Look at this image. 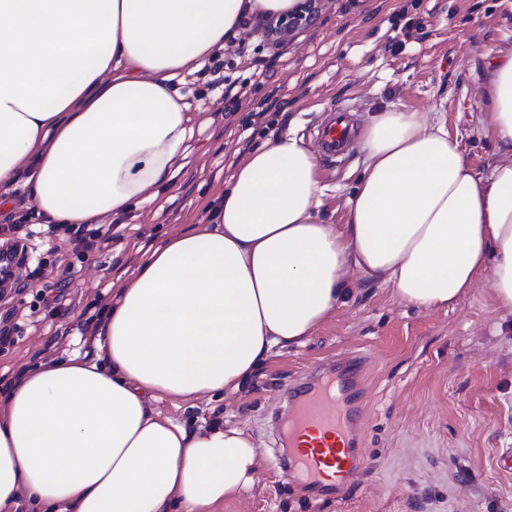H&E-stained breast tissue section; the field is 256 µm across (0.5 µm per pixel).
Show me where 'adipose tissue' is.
<instances>
[{"label":"adipose tissue","mask_w":512,"mask_h":512,"mask_svg":"<svg viewBox=\"0 0 512 512\" xmlns=\"http://www.w3.org/2000/svg\"><path fill=\"white\" fill-rule=\"evenodd\" d=\"M297 0H0V185L24 179L49 224L120 218L169 181L194 128L178 85L243 20ZM478 94L502 154L478 175L443 122L368 115L343 227L321 215L317 154L291 134L235 171L212 219L145 253L97 355L8 393L0 512H209L249 492L246 428L188 431L155 402L232 394L338 306L348 265L432 309L489 274L512 312V50Z\"/></svg>","instance_id":"adipose-tissue-1"}]
</instances>
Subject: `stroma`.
Returning a JSON list of instances; mask_svg holds the SVG:
<instances>
[{"instance_id": "stroma-1", "label": "stroma", "mask_w": 512, "mask_h": 512, "mask_svg": "<svg viewBox=\"0 0 512 512\" xmlns=\"http://www.w3.org/2000/svg\"><path fill=\"white\" fill-rule=\"evenodd\" d=\"M321 6L281 48L269 50L251 33L246 51L226 48L216 72L182 85L197 105L182 166L157 200L122 219L118 240L78 268L65 294L67 315L25 330L0 354V390L20 370L94 357L95 344L83 336L84 307L109 308L144 251L202 223L251 148L272 136L289 132L311 146L332 109L348 110L359 125L367 113L397 103L422 118L439 117L475 172L487 173L501 160L475 89L496 54L512 49V0H322ZM404 26L407 37L392 45ZM257 70L267 73L265 84L238 100L211 87L217 72L247 83ZM258 111L264 117L257 122ZM361 170L355 148L336 163L321 162V214L328 223H346ZM345 286L333 314L302 345L274 348L239 392L191 405L156 402L163 416L190 429L240 425L256 438L253 488L212 512H512V470L500 464L512 448V314L484 285L430 310L403 302L353 266ZM362 351L373 355L362 374L370 396L364 430L370 465L345 502L316 501L272 465L280 390L317 365Z\"/></svg>"}]
</instances>
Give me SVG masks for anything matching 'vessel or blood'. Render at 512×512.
Here are the masks:
<instances>
[{"label": "vessel or blood", "instance_id": "b4317fda", "mask_svg": "<svg viewBox=\"0 0 512 512\" xmlns=\"http://www.w3.org/2000/svg\"><path fill=\"white\" fill-rule=\"evenodd\" d=\"M317 137L326 159L343 157L352 137L349 112H330ZM366 362L360 354L346 356L336 373H307L282 389L289 408L274 461L318 500L345 501L353 476L368 464L362 450V416L370 403L361 382Z\"/></svg>", "mask_w": 512, "mask_h": 512}]
</instances>
